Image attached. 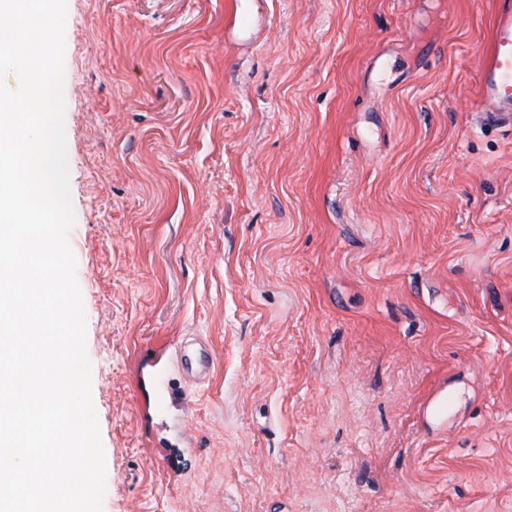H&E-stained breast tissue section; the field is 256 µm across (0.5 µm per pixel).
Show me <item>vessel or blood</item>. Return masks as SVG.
Here are the masks:
<instances>
[{"mask_svg":"<svg viewBox=\"0 0 512 512\" xmlns=\"http://www.w3.org/2000/svg\"><path fill=\"white\" fill-rule=\"evenodd\" d=\"M480 103L492 120L512 121V0H505L495 23L481 69Z\"/></svg>","mask_w":512,"mask_h":512,"instance_id":"b4317fda","label":"vessel or blood"}]
</instances>
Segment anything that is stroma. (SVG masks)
Masks as SVG:
<instances>
[{
    "label": "stroma",
    "instance_id": "obj_1",
    "mask_svg": "<svg viewBox=\"0 0 512 512\" xmlns=\"http://www.w3.org/2000/svg\"><path fill=\"white\" fill-rule=\"evenodd\" d=\"M244 7L235 42L225 0H67L103 512H512V125L478 104L499 0ZM148 363L187 391L163 431Z\"/></svg>",
    "mask_w": 512,
    "mask_h": 512
}]
</instances>
